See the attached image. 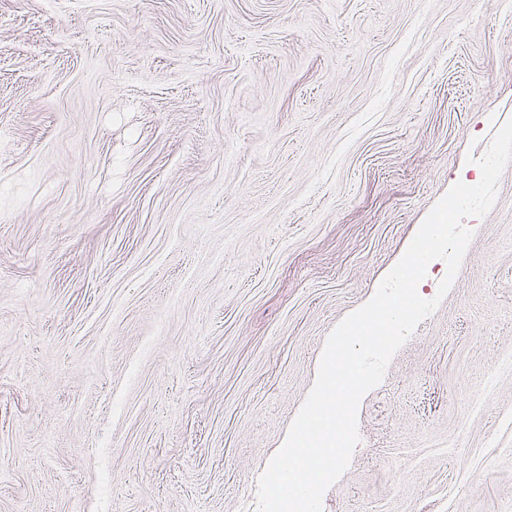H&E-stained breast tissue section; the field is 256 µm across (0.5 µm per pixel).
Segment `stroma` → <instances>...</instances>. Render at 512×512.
Wrapping results in <instances>:
<instances>
[{
  "mask_svg": "<svg viewBox=\"0 0 512 512\" xmlns=\"http://www.w3.org/2000/svg\"><path fill=\"white\" fill-rule=\"evenodd\" d=\"M512 119V0H0V512H258L326 341ZM323 512H512V163Z\"/></svg>",
  "mask_w": 512,
  "mask_h": 512,
  "instance_id": "1",
  "label": "stroma"
}]
</instances>
